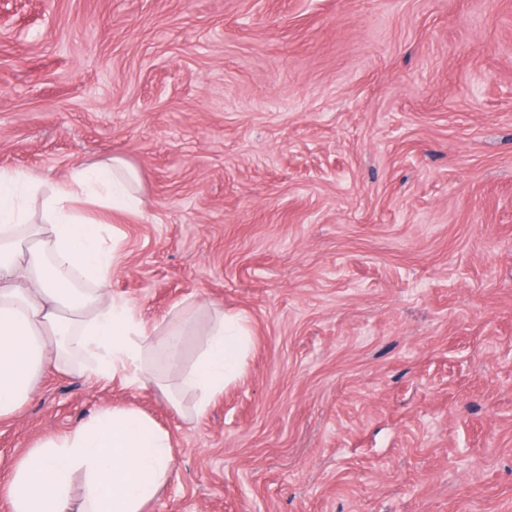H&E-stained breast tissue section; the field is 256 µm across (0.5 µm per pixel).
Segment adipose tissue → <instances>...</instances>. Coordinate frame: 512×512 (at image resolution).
<instances>
[{
    "instance_id": "obj_1",
    "label": "adipose tissue",
    "mask_w": 512,
    "mask_h": 512,
    "mask_svg": "<svg viewBox=\"0 0 512 512\" xmlns=\"http://www.w3.org/2000/svg\"><path fill=\"white\" fill-rule=\"evenodd\" d=\"M135 169L115 157L72 170L44 202L49 227L36 236L26 199L38 179L0 170V418L32 400L49 367L100 379L122 376L144 385L149 357L175 363L183 343L181 314L147 325L105 286L114 262L104 228L79 202L132 210L141 203ZM251 343L240 315L219 314L179 387L197 395L196 415L223 395ZM170 434L133 407H103L73 430L43 440L15 463L10 512H146L171 475ZM84 476L81 502L71 495Z\"/></svg>"
}]
</instances>
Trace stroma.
Segmentation results:
<instances>
[{
	"instance_id": "stroma-1",
	"label": "stroma",
	"mask_w": 512,
	"mask_h": 512,
	"mask_svg": "<svg viewBox=\"0 0 512 512\" xmlns=\"http://www.w3.org/2000/svg\"><path fill=\"white\" fill-rule=\"evenodd\" d=\"M512 0H0V169L28 210L81 163L108 279L187 310L176 384L221 311L241 377L206 414L49 369L0 420L13 464L102 406L167 430L148 512H512Z\"/></svg>"
}]
</instances>
